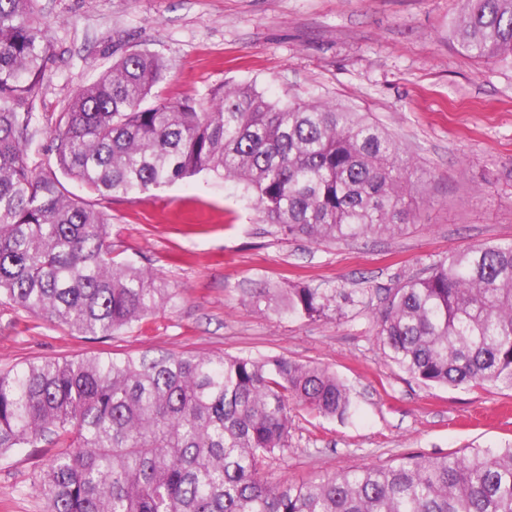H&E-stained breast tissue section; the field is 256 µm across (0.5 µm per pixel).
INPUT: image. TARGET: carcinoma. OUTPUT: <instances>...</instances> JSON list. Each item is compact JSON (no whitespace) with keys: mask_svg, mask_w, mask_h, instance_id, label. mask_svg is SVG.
<instances>
[{"mask_svg":"<svg viewBox=\"0 0 512 512\" xmlns=\"http://www.w3.org/2000/svg\"><path fill=\"white\" fill-rule=\"evenodd\" d=\"M37 0H0V298L86 336H110L178 288L108 243V219L60 180L133 198L207 174L239 185L277 232L313 241L395 235L416 217L415 172L387 129L322 100L251 85L153 94L162 58L130 50L51 123L57 170L29 152L52 59ZM476 62L512 66V0H461L451 30ZM337 298L268 290L312 317ZM388 357L427 386L512 390V241L450 250L375 314ZM344 417L347 386L286 356L44 359L0 371V455L54 447L31 493L47 512H512V447L412 454L316 481L275 479L291 407Z\"/></svg>","mask_w":512,"mask_h":512,"instance_id":"1","label":"carcinoma"}]
</instances>
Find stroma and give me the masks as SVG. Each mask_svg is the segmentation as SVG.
Masks as SVG:
<instances>
[{
	"label": "stroma",
	"mask_w": 512,
	"mask_h": 512,
	"mask_svg": "<svg viewBox=\"0 0 512 512\" xmlns=\"http://www.w3.org/2000/svg\"><path fill=\"white\" fill-rule=\"evenodd\" d=\"M53 57L37 111L58 113L132 48L168 66L160 97L248 84L271 98L367 113L417 174V223L349 243L286 238L237 188L198 175L135 199L100 200L112 248L178 285L147 320L84 336L0 301V370L44 359L191 353L284 355L328 367L350 390L344 418L294 409L272 470L293 483L403 456L512 446V391L426 386L386 355L373 319L388 290L451 250L512 240V68L479 64L450 35L459 0H39ZM346 288L355 302L290 316L259 294ZM43 463L0 457V512H46L30 493Z\"/></svg>",
	"instance_id": "35a3bbf8"
}]
</instances>
